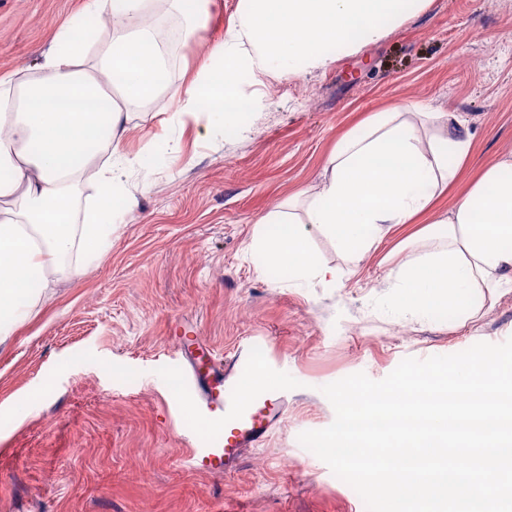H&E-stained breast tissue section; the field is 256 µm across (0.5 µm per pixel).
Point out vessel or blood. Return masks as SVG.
Instances as JSON below:
<instances>
[{"instance_id":"vessel-or-blood-1","label":"vessel or blood","mask_w":512,"mask_h":512,"mask_svg":"<svg viewBox=\"0 0 512 512\" xmlns=\"http://www.w3.org/2000/svg\"><path fill=\"white\" fill-rule=\"evenodd\" d=\"M177 342L185 357L178 372L192 414L188 460L199 472L231 474L243 450L261 446L278 423L286 390L257 383L265 367L251 345L220 358L194 337Z\"/></svg>"}]
</instances>
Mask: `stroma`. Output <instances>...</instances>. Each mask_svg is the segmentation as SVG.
I'll return each mask as SVG.
<instances>
[{"mask_svg": "<svg viewBox=\"0 0 512 512\" xmlns=\"http://www.w3.org/2000/svg\"><path fill=\"white\" fill-rule=\"evenodd\" d=\"M83 0H0V74L37 63ZM238 0H211L203 28L180 42L166 81H187L201 45L224 36ZM253 132L208 134L203 121L163 129L175 105L133 113L124 147L179 138L97 259L72 254L38 304L0 340V512H366L363 500L298 441L335 418L324 386L362 372L384 379L405 358L512 337V290L474 295L475 327L454 312L411 316L391 302L389 272L405 225L361 262L330 240L335 286L263 274L256 222L317 189L337 138L396 104L462 113L475 133L459 187L512 152V0H432L385 40L318 73L265 80ZM216 352L254 341L288 392L278 425L245 449L230 476L187 459L173 329ZM40 399H33V392Z\"/></svg>", "mask_w": 512, "mask_h": 512, "instance_id": "1", "label": "stroma"}]
</instances>
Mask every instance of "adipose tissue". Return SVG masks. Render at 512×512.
I'll list each match as a JSON object with an SVG mask.
<instances>
[{
	"instance_id": "adipose-tissue-1",
	"label": "adipose tissue",
	"mask_w": 512,
	"mask_h": 512,
	"mask_svg": "<svg viewBox=\"0 0 512 512\" xmlns=\"http://www.w3.org/2000/svg\"><path fill=\"white\" fill-rule=\"evenodd\" d=\"M156 0H85L36 64L35 75H0V336L11 335L74 250L100 254L135 200L126 177H149L155 159L177 151L170 135L124 150L130 113L162 97L176 101L169 124L205 114L210 131L248 133L263 79L326 69L384 40L431 0H239L222 40L190 83L162 76L169 61L145 17ZM109 15L112 35L100 38ZM475 134L456 112L397 104L336 141L317 190L262 216L251 248L264 269L291 281L335 285L338 271L310 244L318 233L353 263L403 224L419 225L430 248L389 273L392 302L430 316L452 308L474 323L477 290L512 288V153L487 167L448 211L436 204L457 184ZM97 195L77 197L86 175Z\"/></svg>"
}]
</instances>
